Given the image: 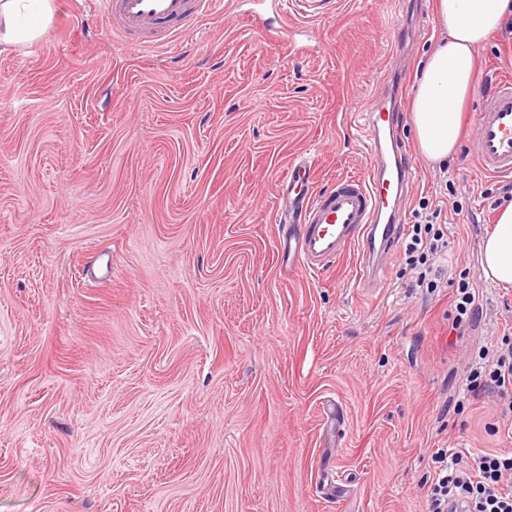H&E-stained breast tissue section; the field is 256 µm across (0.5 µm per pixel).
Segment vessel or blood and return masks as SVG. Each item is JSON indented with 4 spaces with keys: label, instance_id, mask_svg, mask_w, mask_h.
Instances as JSON below:
<instances>
[{
    "label": "vessel or blood",
    "instance_id": "b4317fda",
    "mask_svg": "<svg viewBox=\"0 0 512 512\" xmlns=\"http://www.w3.org/2000/svg\"><path fill=\"white\" fill-rule=\"evenodd\" d=\"M218 0H95L113 36L139 48L164 47L192 35ZM362 133L371 164L362 174L342 177L331 188L312 190L311 166L292 164L286 191L309 190L297 208L303 231L295 242L297 264L318 271L349 250L359 253V284L380 287L388 267L382 255H394L399 238V200L411 173L408 147L394 125L386 98H377L362 115ZM474 153L494 176L512 175V78L491 83L475 116Z\"/></svg>",
    "mask_w": 512,
    "mask_h": 512
}]
</instances>
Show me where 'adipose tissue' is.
<instances>
[{
	"label": "adipose tissue",
	"mask_w": 512,
	"mask_h": 512,
	"mask_svg": "<svg viewBox=\"0 0 512 512\" xmlns=\"http://www.w3.org/2000/svg\"><path fill=\"white\" fill-rule=\"evenodd\" d=\"M53 0H0V44L33 45L54 19ZM440 32L427 55L411 101L421 153L442 163L459 148L462 106L477 69L476 51L512 18V0H434ZM483 272L501 287H512V203L498 211L484 242Z\"/></svg>",
	"instance_id": "obj_1"
}]
</instances>
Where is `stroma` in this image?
I'll list each match as a JSON object with an SVG mask.
<instances>
[{"label":"stroma","mask_w":512,"mask_h":512,"mask_svg":"<svg viewBox=\"0 0 512 512\" xmlns=\"http://www.w3.org/2000/svg\"><path fill=\"white\" fill-rule=\"evenodd\" d=\"M179 48L135 50L92 0H55L41 41L0 46V512H423L434 459L512 446V397L466 389L469 357L512 340V288L486 279L492 176L474 125L436 166L419 149L410 227L445 173L447 285H357L280 245L279 180L362 173L355 122L381 92L408 0L292 15L289 55L233 0ZM394 121L436 36L421 0ZM512 77V38L478 48ZM467 274L482 317L452 330Z\"/></svg>","instance_id":"1"}]
</instances>
